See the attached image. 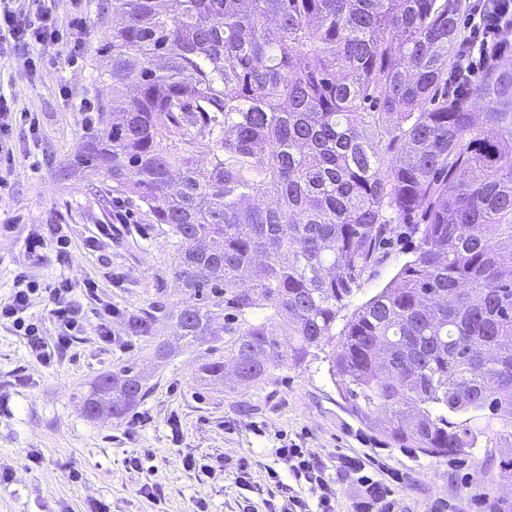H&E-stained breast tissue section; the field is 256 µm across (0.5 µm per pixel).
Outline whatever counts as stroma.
<instances>
[{"mask_svg":"<svg viewBox=\"0 0 512 512\" xmlns=\"http://www.w3.org/2000/svg\"><path fill=\"white\" fill-rule=\"evenodd\" d=\"M110 3L87 0L88 50L76 62L51 64L33 77L22 62L38 47L0 55V95L39 123L35 138L11 141L15 167L0 184V299L21 273L45 286L62 276L99 285L96 299L85 305L83 332L56 350L50 365L33 361L23 337L0 325V474L6 476L0 512H154L139 493L145 484L157 485L168 512H243L246 491L229 479L196 476L183 467V456H248L261 483L268 469L284 471L274 453L284 438L333 461L355 457L366 472H379L394 512H512V481L501 475L503 462L512 458V440L494 434L470 453L445 459L383 447L344 411L328 374L331 346L255 386L229 379L209 386L198 378L201 349L183 346L175 323L160 311L162 303L183 298L170 279L173 252L162 237L143 234L144 216L126 199L107 194V179L69 168L87 137L82 107L100 111L107 95L97 78V46L111 31ZM121 207L128 221L117 224L113 217ZM49 224L67 225L75 242L70 266L37 260L27 250ZM411 247L410 238L395 233L353 305L385 288ZM106 303L120 311L109 345L96 335ZM128 312L146 319L145 332L131 333ZM159 341L177 349L163 364L153 353ZM126 362L142 368L150 398L119 420L85 418L82 397L90 384ZM143 414L148 422L126 438L128 423ZM146 448L152 459L143 469H128L125 458ZM30 455L35 463H27Z\"/></svg>","mask_w":512,"mask_h":512,"instance_id":"stroma-1","label":"stroma"}]
</instances>
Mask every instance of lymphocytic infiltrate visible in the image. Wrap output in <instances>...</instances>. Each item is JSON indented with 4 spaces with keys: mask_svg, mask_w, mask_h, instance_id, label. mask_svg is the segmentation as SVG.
<instances>
[{
    "mask_svg": "<svg viewBox=\"0 0 512 512\" xmlns=\"http://www.w3.org/2000/svg\"><path fill=\"white\" fill-rule=\"evenodd\" d=\"M87 18L82 0H72L68 36H61L58 20L42 0H0V54L13 46L36 44L53 57L75 61L86 51ZM464 28L466 40L459 76L473 80L490 60L512 50V0H473ZM38 131L27 113L15 112L12 103L0 96V182L5 181L15 165V156L7 150V141L29 138ZM97 288L88 280L74 285L58 279L51 287L41 288L37 281L17 277L7 299L0 300V324L10 326L23 336L30 356L41 364H50L57 349L70 346L84 328L85 304ZM46 293L48 313L56 326L53 338H46L30 312L33 296ZM286 466L285 472L271 469L264 483H255L246 458L224 459L219 465L201 462L188 455L183 459L187 470L209 479L232 478L234 484L260 498L263 512H337L336 485L348 473H356L357 494L353 512H389L390 502L380 479L366 475L359 462L344 460L330 469L322 454L284 443L275 451Z\"/></svg>",
    "mask_w": 512,
    "mask_h": 512,
    "instance_id": "f902f5d3",
    "label": "lymphocytic infiltrate"
}]
</instances>
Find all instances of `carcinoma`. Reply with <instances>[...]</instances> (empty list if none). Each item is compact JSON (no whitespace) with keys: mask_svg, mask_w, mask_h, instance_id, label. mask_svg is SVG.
Wrapping results in <instances>:
<instances>
[{"mask_svg":"<svg viewBox=\"0 0 512 512\" xmlns=\"http://www.w3.org/2000/svg\"><path fill=\"white\" fill-rule=\"evenodd\" d=\"M465 9L112 0V95L72 165L173 251L170 316L206 347L201 377L224 380L222 350L259 383L337 335L330 378L385 447L439 458L512 437V58L448 93ZM398 224L410 258L343 314ZM150 391L122 365L84 416L120 419Z\"/></svg>","mask_w":512,"mask_h":512,"instance_id":"1","label":"carcinoma"}]
</instances>
